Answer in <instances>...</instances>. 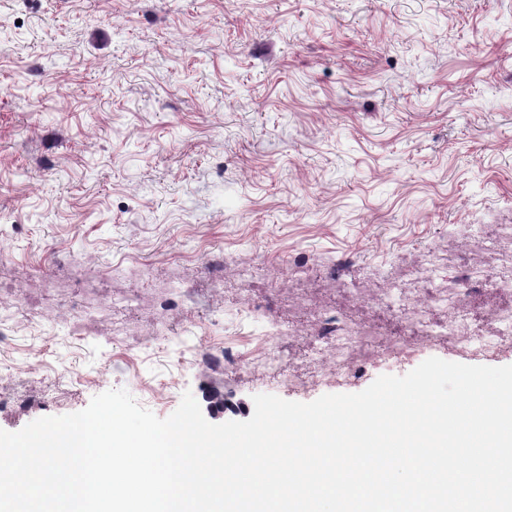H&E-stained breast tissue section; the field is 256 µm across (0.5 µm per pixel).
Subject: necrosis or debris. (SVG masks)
Wrapping results in <instances>:
<instances>
[{"instance_id": "obj_1", "label": "necrosis or debris", "mask_w": 512, "mask_h": 512, "mask_svg": "<svg viewBox=\"0 0 512 512\" xmlns=\"http://www.w3.org/2000/svg\"><path fill=\"white\" fill-rule=\"evenodd\" d=\"M486 249L480 236H465L460 244L448 246L449 255L471 259L459 276L435 278L423 265L385 277L379 286L362 294L349 293L345 266L317 270L316 278L330 281L332 292L348 299L351 309L342 313L332 303H317L304 308L288 326L268 321L255 348L273 382L291 390L303 388L308 381L331 378L341 382L357 370L414 356L447 338L469 353L474 337L487 329L494 332L489 353L512 350V303L486 305L481 301L490 292L512 293V264L475 266L474 258ZM413 281L418 284L414 290L409 287ZM363 308L385 311L397 320L396 329L363 319L359 315ZM288 331L309 337L307 350L296 356L307 368V380L297 379L286 362L281 339Z\"/></svg>"}]
</instances>
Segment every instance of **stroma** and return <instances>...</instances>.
Here are the masks:
<instances>
[{
    "label": "stroma",
    "mask_w": 512,
    "mask_h": 512,
    "mask_svg": "<svg viewBox=\"0 0 512 512\" xmlns=\"http://www.w3.org/2000/svg\"><path fill=\"white\" fill-rule=\"evenodd\" d=\"M512 219V0H0V281L53 288L0 349V429L80 411L126 389L157 417L184 393L307 403L275 387L231 316L243 298L287 322L271 293L291 266L351 259L376 279L448 239ZM223 275H216V268ZM177 283L198 305L156 300ZM134 293V313L112 296ZM101 315L73 336L77 299ZM233 339L242 368L201 363Z\"/></svg>",
    "instance_id": "35a3bbf8"
}]
</instances>
